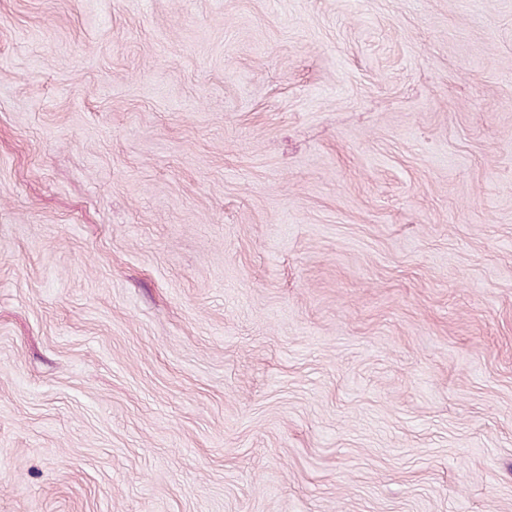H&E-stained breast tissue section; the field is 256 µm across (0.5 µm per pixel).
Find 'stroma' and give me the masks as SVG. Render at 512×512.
<instances>
[{
    "instance_id": "1",
    "label": "stroma",
    "mask_w": 512,
    "mask_h": 512,
    "mask_svg": "<svg viewBox=\"0 0 512 512\" xmlns=\"http://www.w3.org/2000/svg\"><path fill=\"white\" fill-rule=\"evenodd\" d=\"M0 512H512V0H0Z\"/></svg>"
}]
</instances>
